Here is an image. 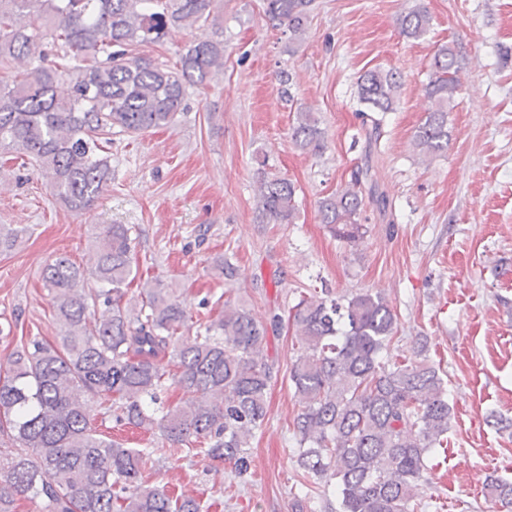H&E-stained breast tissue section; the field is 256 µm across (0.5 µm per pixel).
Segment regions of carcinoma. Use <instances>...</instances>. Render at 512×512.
Instances as JSON below:
<instances>
[{
    "instance_id": "1",
    "label": "carcinoma",
    "mask_w": 512,
    "mask_h": 512,
    "mask_svg": "<svg viewBox=\"0 0 512 512\" xmlns=\"http://www.w3.org/2000/svg\"><path fill=\"white\" fill-rule=\"evenodd\" d=\"M218 0H0V154L15 153L37 167L52 193L75 211L91 209L112 177V134L137 135L168 127L183 111L187 89L224 74V32L188 45L179 61L134 54L164 43L172 31L206 23ZM313 0H263L265 17L304 39ZM402 32L418 39L428 14L413 10ZM67 82L72 94L57 97ZM396 74L380 67L358 81L367 148L382 135V119L399 104ZM459 90L455 55L437 49L424 86L435 109L413 144L423 159L448 148V107ZM291 137L296 148L320 155L325 132L315 113L299 108ZM362 179L320 198L321 222L334 237L357 243ZM296 187L261 178L259 214L278 224L296 218ZM131 224H108L97 237L92 265L65 256L41 271L51 294L60 345L38 340L12 352L0 376V512H16L18 497L46 502L48 512H207L201 499L171 495L148 482L157 452L186 449L195 458L232 464L240 481L251 476L250 440L267 416L273 365L263 344L291 325L296 356L288 380L298 405L296 507L328 512H424L416 501L429 456L448 444V383L423 351L390 357L397 314L387 296L366 290L349 297H303L268 320L243 304L224 301L215 319L188 334L189 317L176 289L144 280ZM21 230L0 225V253ZM138 295L126 299L128 287ZM106 311L96 314L97 307ZM168 358V365L161 358ZM187 393L162 401L170 386ZM97 402L115 423L157 432L150 448H127L97 434L88 416ZM498 512H512V482L485 485Z\"/></svg>"
}]
</instances>
